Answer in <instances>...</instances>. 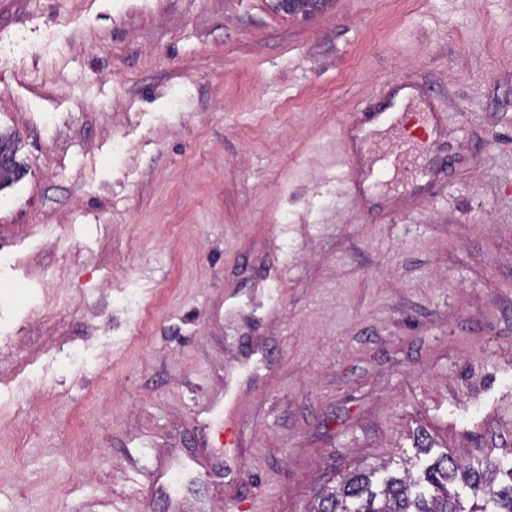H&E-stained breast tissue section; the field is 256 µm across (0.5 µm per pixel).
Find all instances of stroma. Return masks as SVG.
<instances>
[{
    "mask_svg": "<svg viewBox=\"0 0 512 512\" xmlns=\"http://www.w3.org/2000/svg\"><path fill=\"white\" fill-rule=\"evenodd\" d=\"M396 76L444 169L372 216L341 128ZM0 131V512H310L420 432L501 457L512 0H0ZM19 171L15 160V145L11 134L0 132V188L10 183Z\"/></svg>",
    "mask_w": 512,
    "mask_h": 512,
    "instance_id": "35a3bbf8",
    "label": "stroma"
}]
</instances>
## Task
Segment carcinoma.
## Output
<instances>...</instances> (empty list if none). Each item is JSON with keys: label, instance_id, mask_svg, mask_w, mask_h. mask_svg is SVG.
<instances>
[{"label": "carcinoma", "instance_id": "1", "mask_svg": "<svg viewBox=\"0 0 512 512\" xmlns=\"http://www.w3.org/2000/svg\"><path fill=\"white\" fill-rule=\"evenodd\" d=\"M327 0H278L290 15H306ZM18 175L12 135L0 132V188ZM404 460L403 474L377 479L378 469L348 473L324 491L312 512H512V462L484 459L462 465L441 454L412 472Z\"/></svg>", "mask_w": 512, "mask_h": 512}]
</instances>
